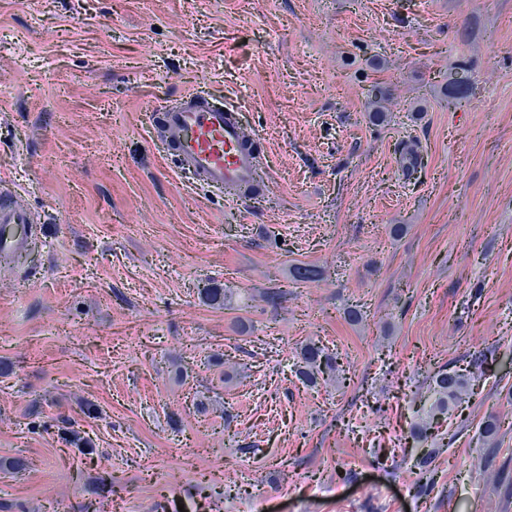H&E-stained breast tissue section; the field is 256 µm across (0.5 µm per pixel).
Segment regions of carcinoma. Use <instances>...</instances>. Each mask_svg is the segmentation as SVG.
Returning <instances> with one entry per match:
<instances>
[{"label":"carcinoma","mask_w":512,"mask_h":512,"mask_svg":"<svg viewBox=\"0 0 512 512\" xmlns=\"http://www.w3.org/2000/svg\"><path fill=\"white\" fill-rule=\"evenodd\" d=\"M302 365L298 374L307 383H316L319 376L340 372L341 357L339 354L326 352L315 343H308L301 348ZM432 396L422 405L423 422L415 424L410 437L416 441H425L432 436V425L448 415L450 409L458 405L470 390L471 378L459 370L446 365L439 367L430 376ZM485 452L484 464H492L498 449V425L489 419L483 426Z\"/></svg>","instance_id":"obj_1"}]
</instances>
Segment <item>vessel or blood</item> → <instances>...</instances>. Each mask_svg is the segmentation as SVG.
Listing matches in <instances>:
<instances>
[{
    "label": "vessel or blood",
    "mask_w": 512,
    "mask_h": 512,
    "mask_svg": "<svg viewBox=\"0 0 512 512\" xmlns=\"http://www.w3.org/2000/svg\"><path fill=\"white\" fill-rule=\"evenodd\" d=\"M151 126L163 135L178 172L191 174L196 186L242 192L261 179L260 139L244 128L231 105L189 91L178 106L154 112ZM32 224L31 214L11 195H0L1 259L28 246Z\"/></svg>",
    "instance_id": "1"
}]
</instances>
